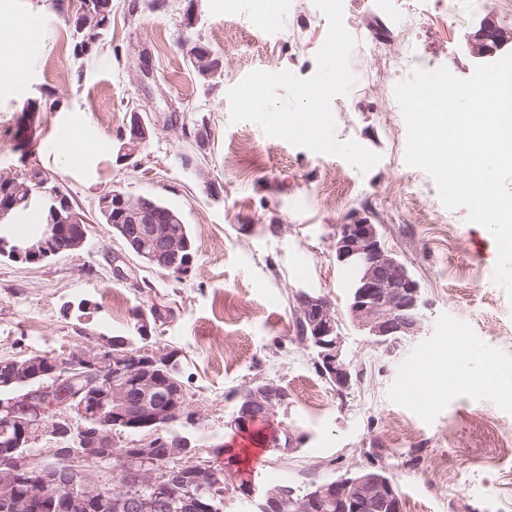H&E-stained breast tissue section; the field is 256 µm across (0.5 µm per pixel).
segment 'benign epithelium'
Wrapping results in <instances>:
<instances>
[{
	"instance_id": "7a95c632",
	"label": "benign epithelium",
	"mask_w": 512,
	"mask_h": 512,
	"mask_svg": "<svg viewBox=\"0 0 512 512\" xmlns=\"http://www.w3.org/2000/svg\"><path fill=\"white\" fill-rule=\"evenodd\" d=\"M483 55L490 56L504 43L503 32L490 22L479 31ZM150 130L137 112L130 113L121 135L117 162L130 161L149 140ZM98 208L132 215L121 241L136 256L153 266L177 275L191 266L192 259L180 258L183 247L161 224L157 205L145 196L131 201L103 195ZM87 239L86 218L73 206L55 215L46 238L28 245L0 236V255L21 263H38L51 255L75 252ZM336 263L355 271L348 295L351 323L368 336L376 348L393 349L423 332L427 306L421 286L409 268L391 250L379 225L353 215L337 225L333 239ZM299 311L306 316L310 349L321 370L330 374L338 391L350 389L357 380L345 350L341 320L332 302L315 292L297 294ZM128 339L106 337L97 350L78 351L66 359L39 353L0 359V376L20 389L0 392V414L13 428L6 450L0 454V502L13 512H42L46 506L57 512H82L94 497L113 494L118 512H207L206 498L221 496L227 502L242 499L257 512H282L295 504L300 512H318L323 505L336 512H365L380 503L389 512H402L394 483L379 470L368 467L349 471L334 480L311 485L302 496L292 486L263 492L248 479L224 470V489L215 491L217 462L204 441L178 436L172 440L150 438L132 446L118 440L116 426L170 424L180 413L183 385L170 388L159 384L152 370L172 361L169 352L143 350L142 365L121 360L117 350ZM92 371L93 383L83 392L58 405L54 397L71 382L73 367ZM288 392L268 380L237 395L230 425L248 428L262 419L276 423L278 410L285 407ZM89 425L76 427L74 416ZM297 435L290 429L275 435V446L294 454ZM124 462L121 486L112 490V459ZM162 470L153 469L158 459Z\"/></svg>"
}]
</instances>
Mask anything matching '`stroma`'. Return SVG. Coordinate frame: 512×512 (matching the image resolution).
<instances>
[{
  "label": "stroma",
  "mask_w": 512,
  "mask_h": 512,
  "mask_svg": "<svg viewBox=\"0 0 512 512\" xmlns=\"http://www.w3.org/2000/svg\"><path fill=\"white\" fill-rule=\"evenodd\" d=\"M112 0V22L88 56L73 53L72 32L53 0H6L9 14L41 16L36 51L21 82L0 86V170L17 168L15 131L28 100H41L31 160L91 222L84 247L49 260H0V358L39 352L65 357L130 335L136 310L156 307L158 347L177 353L181 380L201 428L190 436L238 447L233 393L254 380L285 388L279 421L303 433L294 455L262 443L246 469L261 484L305 485L375 464L396 484L403 512H512V400L454 385L436 368L430 398H412L404 377L418 351L448 348V332L475 351L496 353L512 383V300L493 282L495 248L463 207L446 208L423 170L405 162L407 127L394 87L413 69L470 77L481 59L482 20L503 29L512 53V16L490 0H276L264 26L250 22L249 0ZM417 18L400 23L407 7ZM372 36L376 48L360 47ZM209 45L219 74L201 77L184 44ZM151 51V78L140 79L135 47ZM262 97L244 105L254 84ZM321 114V132L288 117ZM150 139L130 162L108 161L77 174L54 157L58 127L85 119L118 150L130 113ZM204 122L208 142L191 149L181 121ZM197 152L184 169L181 154ZM118 189L174 206L189 224L196 254L175 279L129 253L97 220L100 195ZM360 213L378 224L385 245L419 281L427 302L424 332L392 352L372 347L344 322L345 348L360 377L337 392L296 340L299 290L327 296L347 312L349 272L332 251L337 224ZM86 311H77L79 301Z\"/></svg>",
  "instance_id": "1"
}]
</instances>
